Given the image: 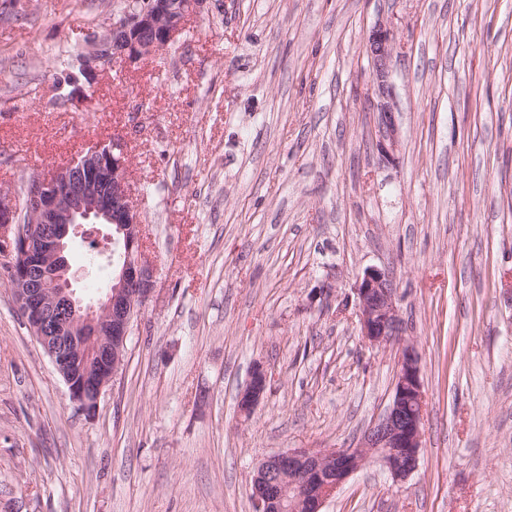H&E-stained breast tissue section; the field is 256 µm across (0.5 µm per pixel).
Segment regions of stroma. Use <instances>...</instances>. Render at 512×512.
<instances>
[{
	"instance_id": "stroma-1",
	"label": "stroma",
	"mask_w": 512,
	"mask_h": 512,
	"mask_svg": "<svg viewBox=\"0 0 512 512\" xmlns=\"http://www.w3.org/2000/svg\"><path fill=\"white\" fill-rule=\"evenodd\" d=\"M0 20V193L125 134L153 298L94 410L31 335L0 257V512H253L269 455L357 447L395 346L359 334L366 268L397 288L427 411L418 469L351 475L323 512H512V0H207L150 59L57 100L58 50L114 0ZM392 20L396 163L365 40ZM77 294L104 296L90 239ZM271 381L238 411L255 363Z\"/></svg>"
}]
</instances>
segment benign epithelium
Segmentation results:
<instances>
[{
	"instance_id": "7a95c632",
	"label": "benign epithelium",
	"mask_w": 512,
	"mask_h": 512,
	"mask_svg": "<svg viewBox=\"0 0 512 512\" xmlns=\"http://www.w3.org/2000/svg\"><path fill=\"white\" fill-rule=\"evenodd\" d=\"M207 0H119L108 33L89 36L85 80L117 64L137 63L174 42L186 17ZM404 44L392 23L379 19L366 38L371 95L376 99L380 160L392 163L401 144L394 117L391 63ZM35 222L23 223L24 213ZM143 215L129 183L125 136L108 142L25 186L23 204L0 205V241L11 260L12 291L24 319L64 378L70 397L95 408L119 373L135 312L154 294V269L145 259ZM105 224L104 236L120 250L105 299L83 302L68 277L67 252L84 225ZM360 336L373 347L397 344L393 396L355 448L294 449L264 459L253 477L254 512H282L290 498L294 512L321 508L357 470L379 462L396 481L418 467L426 410L415 347L403 339L396 289L388 273L367 268L356 278ZM269 375L254 365L238 410L250 416L261 403Z\"/></svg>"
}]
</instances>
